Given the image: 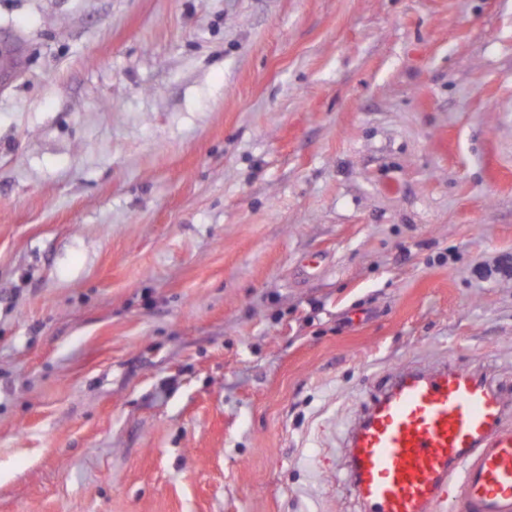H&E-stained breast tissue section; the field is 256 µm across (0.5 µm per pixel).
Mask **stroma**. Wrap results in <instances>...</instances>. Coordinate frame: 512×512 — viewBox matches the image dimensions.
<instances>
[{"label": "stroma", "instance_id": "1", "mask_svg": "<svg viewBox=\"0 0 512 512\" xmlns=\"http://www.w3.org/2000/svg\"><path fill=\"white\" fill-rule=\"evenodd\" d=\"M0 512H362L372 397H512V0H0Z\"/></svg>", "mask_w": 512, "mask_h": 512}]
</instances>
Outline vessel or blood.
<instances>
[{"label": "vessel or blood", "mask_w": 512, "mask_h": 512, "mask_svg": "<svg viewBox=\"0 0 512 512\" xmlns=\"http://www.w3.org/2000/svg\"><path fill=\"white\" fill-rule=\"evenodd\" d=\"M511 406L465 368L400 372L347 435V483L366 512H512Z\"/></svg>", "instance_id": "vessel-or-blood-1"}]
</instances>
